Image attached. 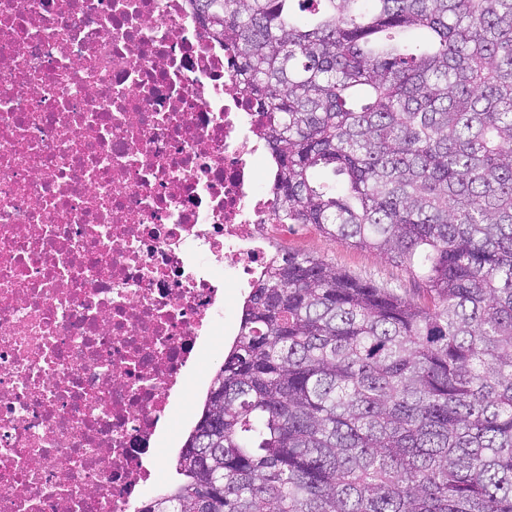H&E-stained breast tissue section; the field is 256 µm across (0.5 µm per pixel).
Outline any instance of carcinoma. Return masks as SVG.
Segmentation results:
<instances>
[{"mask_svg": "<svg viewBox=\"0 0 512 512\" xmlns=\"http://www.w3.org/2000/svg\"><path fill=\"white\" fill-rule=\"evenodd\" d=\"M192 2L267 114L276 219L424 302L272 259L140 512H512V0ZM288 238L282 242L286 252L308 254L333 262L356 276L376 282L400 285L409 298L417 297L422 288L403 267L397 266L376 252L341 244L324 235L314 224H288Z\"/></svg>", "mask_w": 512, "mask_h": 512, "instance_id": "obj_1", "label": "carcinoma"}]
</instances>
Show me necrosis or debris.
Wrapping results in <instances>:
<instances>
[{
	"label": "necrosis or debris",
	"mask_w": 512,
	"mask_h": 512,
	"mask_svg": "<svg viewBox=\"0 0 512 512\" xmlns=\"http://www.w3.org/2000/svg\"><path fill=\"white\" fill-rule=\"evenodd\" d=\"M267 118L191 0H0V512H138L271 259Z\"/></svg>",
	"instance_id": "1"
}]
</instances>
